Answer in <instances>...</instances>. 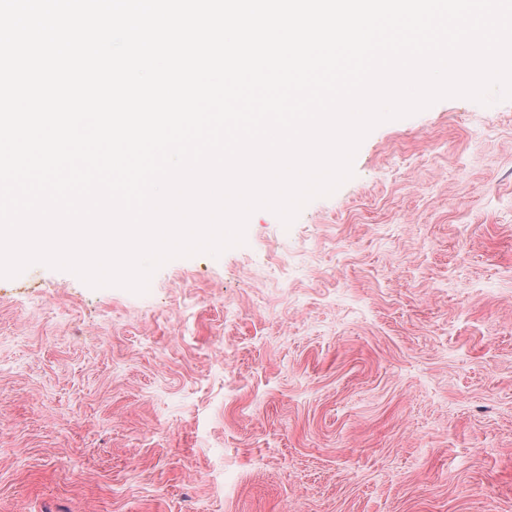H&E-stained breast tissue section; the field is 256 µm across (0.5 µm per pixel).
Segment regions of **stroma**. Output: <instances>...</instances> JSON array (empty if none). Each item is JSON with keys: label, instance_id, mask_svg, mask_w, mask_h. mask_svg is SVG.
Instances as JSON below:
<instances>
[{"label": "stroma", "instance_id": "1", "mask_svg": "<svg viewBox=\"0 0 512 512\" xmlns=\"http://www.w3.org/2000/svg\"><path fill=\"white\" fill-rule=\"evenodd\" d=\"M352 169L142 294L0 278V512H512V99Z\"/></svg>", "mask_w": 512, "mask_h": 512}]
</instances>
